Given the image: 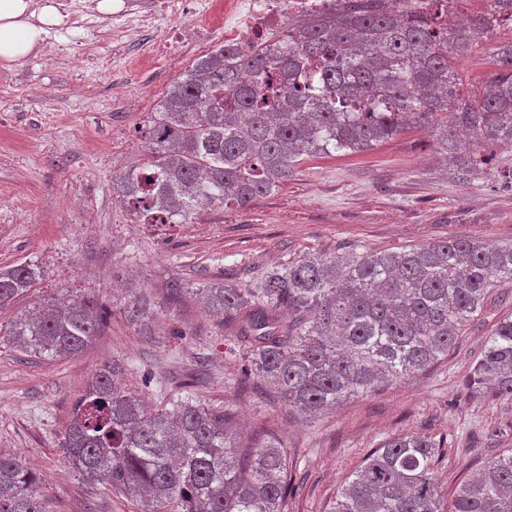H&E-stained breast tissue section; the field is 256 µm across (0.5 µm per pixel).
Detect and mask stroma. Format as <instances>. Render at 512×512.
I'll use <instances>...</instances> for the list:
<instances>
[{"mask_svg": "<svg viewBox=\"0 0 512 512\" xmlns=\"http://www.w3.org/2000/svg\"><path fill=\"white\" fill-rule=\"evenodd\" d=\"M76 2L64 0L65 19L37 52L0 60V267L41 270L0 309V455L22 458L40 477L48 512H139L109 485L87 483L60 446L74 404L112 360L150 411L189 396L232 409L237 447L277 439L290 465L288 512H325L367 454L397 434L445 441L437 479L446 496L512 449V399L465 386L488 334L512 314V288L493 294L431 369L310 418L247 376L238 341L195 294L208 283L253 288L267 270L353 245L510 243L512 186L490 175L459 182L461 155L444 159L417 126L364 153L304 158L245 208L209 210L189 224L136 223L112 178L144 162L148 117L207 47L162 51L160 39L184 19L180 8L116 24ZM510 37L502 31L457 55L462 95L484 84L497 40ZM63 298H90L107 312L83 353L45 361L3 340L15 316Z\"/></svg>", "mask_w": 512, "mask_h": 512, "instance_id": "1", "label": "stroma"}]
</instances>
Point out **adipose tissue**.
Wrapping results in <instances>:
<instances>
[{
  "label": "adipose tissue",
  "instance_id": "obj_1",
  "mask_svg": "<svg viewBox=\"0 0 512 512\" xmlns=\"http://www.w3.org/2000/svg\"><path fill=\"white\" fill-rule=\"evenodd\" d=\"M60 0H0V58L23 59L36 51L48 28L61 24Z\"/></svg>",
  "mask_w": 512,
  "mask_h": 512
}]
</instances>
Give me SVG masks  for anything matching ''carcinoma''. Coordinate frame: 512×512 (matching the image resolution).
Wrapping results in <instances>:
<instances>
[{
	"label": "carcinoma",
	"instance_id": "cac0c4a2",
	"mask_svg": "<svg viewBox=\"0 0 512 512\" xmlns=\"http://www.w3.org/2000/svg\"><path fill=\"white\" fill-rule=\"evenodd\" d=\"M431 0L427 14L393 0H344L286 40L247 53L219 46L174 82L148 120V161L112 178L141 224H188L207 209L271 194L303 157L355 154L411 126L445 153L454 131L473 149L466 181L492 170L487 146L512 148V39L496 48L480 91L459 94L452 59L504 28L512 0ZM39 278L29 263L0 268V307ZM512 286V243L433 241L400 251L353 248L265 272L258 288L206 286L196 295L246 350L249 374L304 413L431 367L448 355L494 289ZM89 300L22 315L8 342L43 360L77 354L100 335ZM104 363L73 408L61 448L90 483L145 503L140 512H286L288 455L267 441L237 448L230 415L183 397L151 413ZM474 394L512 396V317L492 329L469 367ZM444 443L416 433L367 455L326 512H512V452L492 457L447 501L436 478ZM0 512H45L22 460L0 455Z\"/></svg>",
	"mask_w": 512,
	"mask_h": 512
}]
</instances>
